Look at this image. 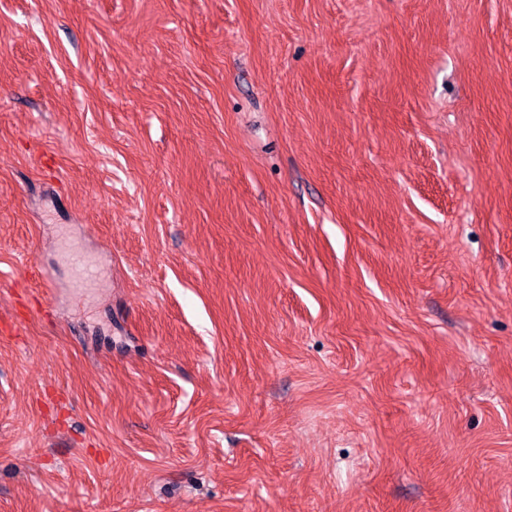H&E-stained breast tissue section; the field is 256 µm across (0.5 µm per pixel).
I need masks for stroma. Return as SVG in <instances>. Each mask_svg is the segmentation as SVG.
Returning a JSON list of instances; mask_svg holds the SVG:
<instances>
[{
    "label": "stroma",
    "instance_id": "obj_1",
    "mask_svg": "<svg viewBox=\"0 0 512 512\" xmlns=\"http://www.w3.org/2000/svg\"><path fill=\"white\" fill-rule=\"evenodd\" d=\"M0 512H512V0H0ZM66 258L72 268V288L76 291L87 288L95 275L92 261L79 248L69 249L66 253Z\"/></svg>",
    "mask_w": 512,
    "mask_h": 512
}]
</instances>
